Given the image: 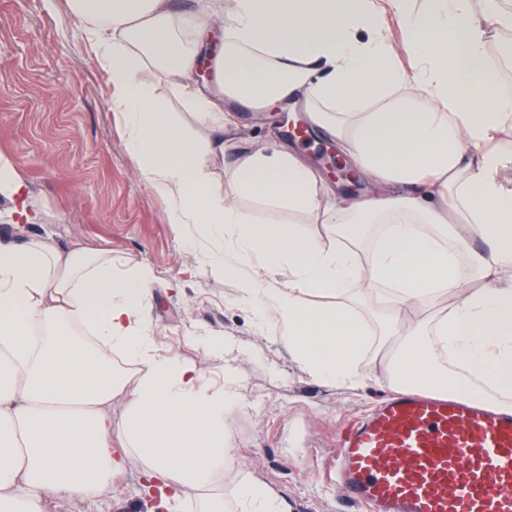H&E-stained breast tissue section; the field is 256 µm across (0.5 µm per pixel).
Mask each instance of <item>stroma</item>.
<instances>
[{
	"mask_svg": "<svg viewBox=\"0 0 512 512\" xmlns=\"http://www.w3.org/2000/svg\"><path fill=\"white\" fill-rule=\"evenodd\" d=\"M234 145L261 150L288 104L257 113L231 104ZM0 153L11 156L41 216L17 231L13 204L0 197V236H49L63 247L111 252L148 266L156 277L152 317L159 354L194 362L214 384L232 368L243 404L224 420L233 448L224 479L240 473L285 500L288 512H361L329 471L342 426L389 394L378 371L366 369L353 388L315 379L237 305V281L209 278L201 264L208 240L188 243L171 224L166 201L141 179L112 111L108 75L97 62L69 0H0ZM224 339V358L201 339ZM140 473L130 465L111 498H52L50 512H146Z\"/></svg>",
	"mask_w": 512,
	"mask_h": 512,
	"instance_id": "1",
	"label": "stroma"
}]
</instances>
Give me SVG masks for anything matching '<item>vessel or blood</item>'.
I'll return each instance as SVG.
<instances>
[{"mask_svg": "<svg viewBox=\"0 0 512 512\" xmlns=\"http://www.w3.org/2000/svg\"><path fill=\"white\" fill-rule=\"evenodd\" d=\"M331 472L367 512H512V414L403 390L340 436Z\"/></svg>", "mask_w": 512, "mask_h": 512, "instance_id": "vessel-or-blood-1", "label": "vessel or blood"}]
</instances>
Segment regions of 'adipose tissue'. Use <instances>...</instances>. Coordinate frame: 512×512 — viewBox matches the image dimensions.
<instances>
[{
	"label": "adipose tissue",
	"mask_w": 512,
	"mask_h": 512,
	"mask_svg": "<svg viewBox=\"0 0 512 512\" xmlns=\"http://www.w3.org/2000/svg\"><path fill=\"white\" fill-rule=\"evenodd\" d=\"M411 52L397 64L373 0H232L184 12L171 0H70L110 76L112 109L143 181L180 231L225 236L204 255L214 280L234 274L238 300L318 379L354 386L370 331L346 287L376 288L384 352L398 389L426 386L512 413V193L498 171L512 138V96L489 71L486 25L512 27L505 0H388ZM223 61L222 94L195 74ZM208 130L168 116L156 78ZM262 112L304 101L368 190L341 197L285 144L227 155L225 100ZM223 175H216V164ZM254 201L256 211L239 205ZM382 224L368 258L340 239L359 219ZM322 224L317 238L302 225ZM151 270L52 239H0V512H45L47 497L110 498L129 462L142 500L195 501L224 512V418L241 402L225 370L155 354L145 310ZM455 292L435 316L403 311ZM334 295L314 305L311 293ZM124 410L113 416L112 401ZM233 512H287L268 486L235 481Z\"/></svg>",
	"instance_id": "ef3b65f1"
}]
</instances>
